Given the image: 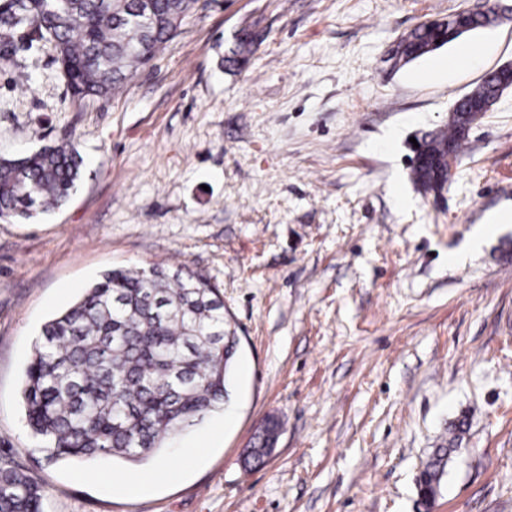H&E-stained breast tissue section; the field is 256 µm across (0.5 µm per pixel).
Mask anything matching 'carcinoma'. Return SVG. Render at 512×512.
Here are the masks:
<instances>
[{
    "instance_id": "1",
    "label": "carcinoma",
    "mask_w": 512,
    "mask_h": 512,
    "mask_svg": "<svg viewBox=\"0 0 512 512\" xmlns=\"http://www.w3.org/2000/svg\"><path fill=\"white\" fill-rule=\"evenodd\" d=\"M198 0H0V46L54 53L79 99L120 89L172 40ZM443 31L423 22L391 52L406 64L443 47ZM252 38H238L227 57L244 62ZM502 74L493 71L456 101L448 130L425 142L433 164L415 167L423 190L448 182L443 160L460 152L480 104L495 97ZM82 158L63 140L22 158L0 157V218L27 219L61 207L81 178ZM225 329L224 299L202 273L156 265L104 272L81 297L41 328L23 385L26 417L42 449L54 459L116 456L140 461L164 441L201 421L224 402L236 354ZM270 419L247 452L260 463ZM440 448L422 470L419 495H437L447 464ZM44 491L23 472L0 468V512H45Z\"/></svg>"
}]
</instances>
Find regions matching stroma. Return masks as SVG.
<instances>
[{"instance_id":"35a3bbf8","label":"stroma","mask_w":512,"mask_h":512,"mask_svg":"<svg viewBox=\"0 0 512 512\" xmlns=\"http://www.w3.org/2000/svg\"><path fill=\"white\" fill-rule=\"evenodd\" d=\"M500 8L493 27L403 66L419 23ZM255 34L248 62L223 64ZM472 45V66L449 60ZM512 63V0H199L179 34L105 98L68 91L45 50L0 59V156L74 140L59 210L0 219V467L45 512H512V88L470 127L447 184L414 182L413 139ZM185 265L221 290L239 345L223 405L155 462L48 458L25 420L41 326L113 267ZM264 463L244 466L268 419ZM215 447L192 449L202 427ZM456 440L430 507L418 476Z\"/></svg>"}]
</instances>
